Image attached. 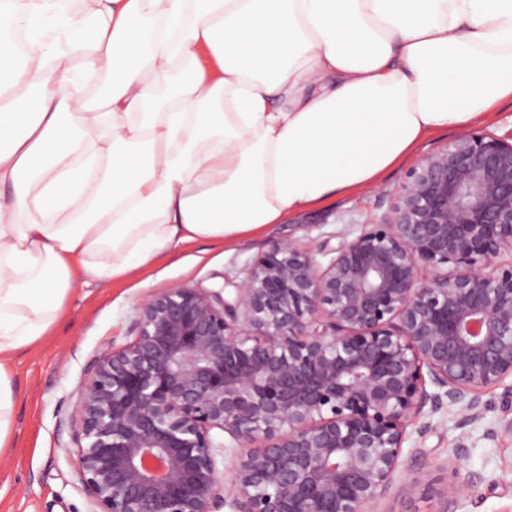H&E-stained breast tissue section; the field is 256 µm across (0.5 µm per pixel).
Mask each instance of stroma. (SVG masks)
I'll return each mask as SVG.
<instances>
[{
	"label": "stroma",
	"instance_id": "35a3bbf8",
	"mask_svg": "<svg viewBox=\"0 0 512 512\" xmlns=\"http://www.w3.org/2000/svg\"><path fill=\"white\" fill-rule=\"evenodd\" d=\"M455 137L452 131L432 135L373 189L288 215L233 248L186 244L131 278L76 283L61 319L10 361L14 428L11 448L0 452V512H90L65 451L69 421L91 362L105 349L133 340L135 309L143 298L179 283L221 287L224 278L243 277L273 241L287 237L301 239L320 263H328L323 245H337L341 235H355L362 225L378 221L407 173ZM482 402L480 418L470 423L464 422L457 407L425 416L429 431L423 436L410 434L403 448L404 465L376 512H442L448 485L471 473L482 481L470 498L459 502L458 512H512V403L503 401L498 388L487 391ZM459 439L467 453L454 475L448 469V454ZM410 480L416 487L407 495L401 487Z\"/></svg>",
	"mask_w": 512,
	"mask_h": 512
}]
</instances>
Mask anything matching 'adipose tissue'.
I'll list each match as a JSON object with an SVG mask.
<instances>
[{"mask_svg": "<svg viewBox=\"0 0 512 512\" xmlns=\"http://www.w3.org/2000/svg\"><path fill=\"white\" fill-rule=\"evenodd\" d=\"M510 98L512 0H0V356Z\"/></svg>", "mask_w": 512, "mask_h": 512, "instance_id": "obj_1", "label": "adipose tissue"}]
</instances>
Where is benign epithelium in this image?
Returning a JSON list of instances; mask_svg holds the SVG:
<instances>
[{
    "label": "benign epithelium",
    "instance_id": "obj_1",
    "mask_svg": "<svg viewBox=\"0 0 512 512\" xmlns=\"http://www.w3.org/2000/svg\"><path fill=\"white\" fill-rule=\"evenodd\" d=\"M330 252L323 267L280 239L230 297L179 284L137 304L71 418L92 512H374L409 427L512 392V133L425 155ZM216 430L239 448L228 478ZM479 482L451 486L446 512Z\"/></svg>",
    "mask_w": 512,
    "mask_h": 512
}]
</instances>
